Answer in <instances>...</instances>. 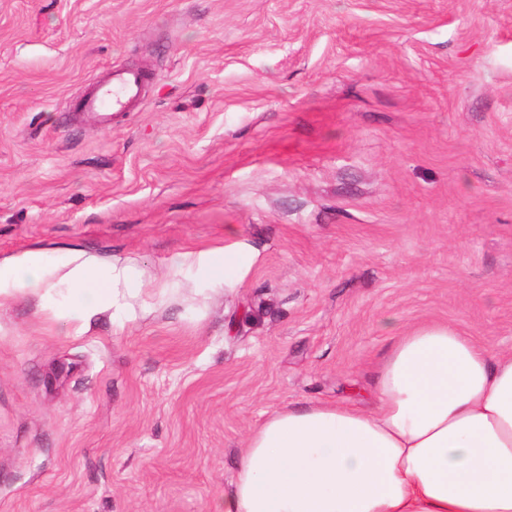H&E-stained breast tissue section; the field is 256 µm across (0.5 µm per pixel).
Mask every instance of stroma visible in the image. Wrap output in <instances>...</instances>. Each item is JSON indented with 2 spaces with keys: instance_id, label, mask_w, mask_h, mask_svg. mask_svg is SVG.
Masks as SVG:
<instances>
[{
  "instance_id": "1",
  "label": "stroma",
  "mask_w": 512,
  "mask_h": 512,
  "mask_svg": "<svg viewBox=\"0 0 512 512\" xmlns=\"http://www.w3.org/2000/svg\"><path fill=\"white\" fill-rule=\"evenodd\" d=\"M118 68L141 104L76 116ZM236 242L235 288L170 265ZM32 251L144 286L0 303V512H216L270 414L372 404L391 336L512 351V0H0V260Z\"/></svg>"
}]
</instances>
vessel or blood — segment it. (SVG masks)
I'll list each match as a JSON object with an SVG mask.
<instances>
[{
  "instance_id": "vessel-or-blood-1",
  "label": "vessel or blood",
  "mask_w": 512,
  "mask_h": 512,
  "mask_svg": "<svg viewBox=\"0 0 512 512\" xmlns=\"http://www.w3.org/2000/svg\"><path fill=\"white\" fill-rule=\"evenodd\" d=\"M140 74L130 71H117L99 84L85 97L80 99L75 108L77 111L98 117L100 123H107L110 113L127 111L141 97Z\"/></svg>"
}]
</instances>
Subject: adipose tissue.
<instances>
[{"instance_id":"ef3b65f1","label":"adipose tissue","mask_w":512,"mask_h":512,"mask_svg":"<svg viewBox=\"0 0 512 512\" xmlns=\"http://www.w3.org/2000/svg\"><path fill=\"white\" fill-rule=\"evenodd\" d=\"M258 254L244 243L178 253L215 284L237 285ZM64 270L66 316L121 307L141 273L70 254L0 264V301L50 287ZM219 512H512V353L491 354L441 323L393 337L376 401L312 404L268 417L241 450Z\"/></svg>"}]
</instances>
